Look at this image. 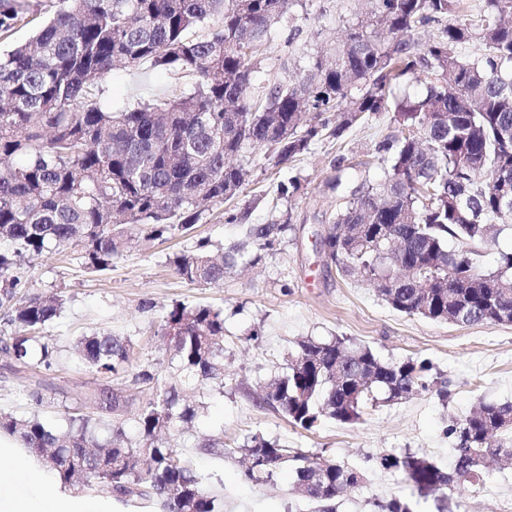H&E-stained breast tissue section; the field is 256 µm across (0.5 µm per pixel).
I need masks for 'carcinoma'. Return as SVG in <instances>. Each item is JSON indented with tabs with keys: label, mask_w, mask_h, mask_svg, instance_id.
<instances>
[{
	"label": "carcinoma",
	"mask_w": 512,
	"mask_h": 512,
	"mask_svg": "<svg viewBox=\"0 0 512 512\" xmlns=\"http://www.w3.org/2000/svg\"><path fill=\"white\" fill-rule=\"evenodd\" d=\"M0 0V37L20 22L27 41L0 51V307L14 333L0 351L17 367L50 368L56 348L38 333L64 308L61 295L19 294L15 266L49 249H83L89 267L106 270L137 230L160 239L188 233L206 208L239 195L249 183L251 154L272 150L283 164L327 133L339 138L370 115L394 108L400 135L379 150L384 176L350 189L329 224V257L344 277L374 284L393 310L454 325L502 324L512 311V251L494 270L477 262L512 219V0H485L471 18L461 0H373L367 25L346 27L334 47L311 58L300 78L255 87V57L290 0ZM429 24L420 48L400 35ZM484 52L463 59L472 40ZM148 62L192 77L184 87L137 101L119 112L101 106L113 70ZM421 70L426 94L390 104V86ZM357 94H352V91ZM337 113L336 124L322 118ZM244 208L228 220L245 240L218 258L201 240L173 259L191 282L219 284L251 244L269 248L286 224H251ZM458 245L448 248V242ZM172 350L170 375L147 366L135 379L152 397L139 408L136 437L112 421L119 399L107 387L86 400L93 417L67 412L60 430L37 414L0 413V433L21 441L55 482L97 485L120 500L153 502L159 512H224L220 488L205 485L183 449L166 444L187 433L203 406L183 398L187 386H224V314L175 304L163 323ZM130 341L110 331L79 337V364L101 375L129 365ZM424 360H384L344 337L298 342L286 370L257 404L303 430L323 419L360 421L368 404L397 403L429 388ZM454 461L444 469L424 455H384L379 465L402 475L446 512L448 492L478 486L492 461H512V402L483 401L448 426ZM245 480L267 483L284 464L294 487L336 512L337 500L366 480L335 459L294 451L258 435L243 448ZM379 512H415L392 496Z\"/></svg>",
	"instance_id": "carcinoma-1"
}]
</instances>
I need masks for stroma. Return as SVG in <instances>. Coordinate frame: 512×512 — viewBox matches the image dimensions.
Masks as SVG:
<instances>
[{"label":"stroma","mask_w":512,"mask_h":512,"mask_svg":"<svg viewBox=\"0 0 512 512\" xmlns=\"http://www.w3.org/2000/svg\"><path fill=\"white\" fill-rule=\"evenodd\" d=\"M361 0H293L271 26V41L257 58V82H288L308 66L322 43L336 40L349 24L365 20ZM165 71L141 64L118 70L104 81V102L121 107L172 87ZM399 133L393 112H379L341 138L322 136L308 151L274 165L257 155L250 183L235 199L204 212L187 234L132 242L96 272L81 247L49 251L17 268L24 288L58 294L66 300L47 330L60 360L50 370H11L0 353V412L19 416L39 411L62 424L65 407H79L98 386L114 389L129 407L146 395L134 376L148 364L166 370L170 353L162 319L177 303L203 304L224 313V383L190 391V403H203L205 415L184 436V447L205 483L224 491V512H314V504L296 493L289 472L273 481L251 484L243 477L241 447L259 435L305 453L363 468L367 481L346 493L337 512H376L375 500L408 495L401 476L383 470L379 457L412 452L439 466L453 461L446 430L482 401H512V325L458 327L392 310L367 283L342 277L318 254L340 196L335 178L356 185L383 175L377 147ZM297 182V191L280 195L279 186ZM250 208L254 224H284L287 234L273 248L250 247L249 265L224 275L220 285L181 278L172 259L208 239L224 251L244 237V228L226 222L225 213ZM107 330L130 340L132 365L105 378L79 368L70 357L79 336ZM343 336L370 346L381 358H418L429 362L435 389L402 402L368 409L354 425L322 421L312 430L293 427L256 400L270 380L281 375L297 343L312 337ZM449 396L440 399L436 389ZM43 394L40 408L26 395ZM223 441V455L203 452L209 440ZM451 512H512V464L494 467L486 483L449 493Z\"/></svg>","instance_id":"obj_1"}]
</instances>
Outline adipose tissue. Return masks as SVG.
Here are the masks:
<instances>
[{
  "label": "adipose tissue",
  "mask_w": 512,
  "mask_h": 512,
  "mask_svg": "<svg viewBox=\"0 0 512 512\" xmlns=\"http://www.w3.org/2000/svg\"><path fill=\"white\" fill-rule=\"evenodd\" d=\"M34 470L24 449L0 435V512H112L105 500L76 496L46 479L32 480Z\"/></svg>",
  "instance_id": "1"
}]
</instances>
